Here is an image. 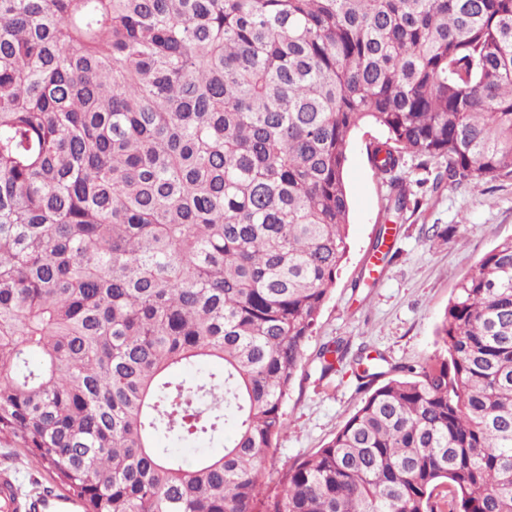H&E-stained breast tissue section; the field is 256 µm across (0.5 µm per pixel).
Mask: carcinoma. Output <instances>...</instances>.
Instances as JSON below:
<instances>
[{"mask_svg": "<svg viewBox=\"0 0 512 512\" xmlns=\"http://www.w3.org/2000/svg\"><path fill=\"white\" fill-rule=\"evenodd\" d=\"M365 124L397 215L407 155L512 178V0H0V437L84 512H512V239L438 355L357 354L361 406L262 492ZM160 446L162 448H171L172 451L180 456L187 464L192 463L197 456L202 454L219 455L224 452V448L221 447L219 441L215 440L211 442L207 439H202L188 445L163 441Z\"/></svg>", "mask_w": 512, "mask_h": 512, "instance_id": "1", "label": "carcinoma"}]
</instances>
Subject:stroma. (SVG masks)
Masks as SVG:
<instances>
[{"instance_id":"35a3bbf8","label":"stroma","mask_w":512,"mask_h":512,"mask_svg":"<svg viewBox=\"0 0 512 512\" xmlns=\"http://www.w3.org/2000/svg\"><path fill=\"white\" fill-rule=\"evenodd\" d=\"M375 126L357 129L345 164L352 202L349 251L327 300L318 327L305 345L304 358L284 407L285 428L268 454L264 490L279 487L293 462L321 448L361 405L365 390L352 363L320 378L316 353L325 343L347 341L349 353L367 349L392 364L416 365L433 357L435 331L458 283L480 257L512 239V178H498L475 193L466 186H440L417 210L395 217L389 190L375 174L370 143L383 139ZM388 237L394 257L384 262L372 251L379 230ZM457 225L452 238L433 236V228ZM0 467L10 468L22 495L64 490L25 449L0 441Z\"/></svg>"}]
</instances>
